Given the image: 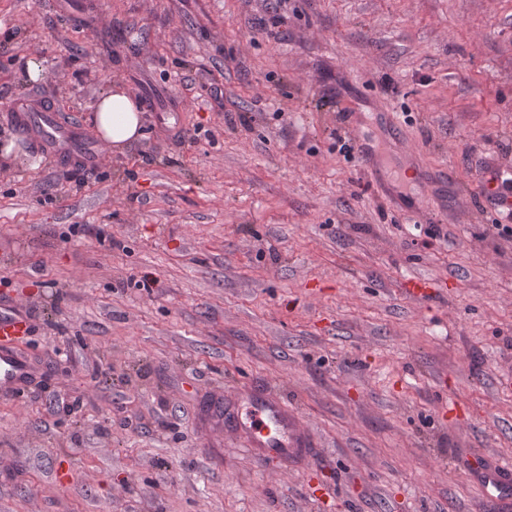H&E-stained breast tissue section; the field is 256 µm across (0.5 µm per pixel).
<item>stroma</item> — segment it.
<instances>
[{
	"label": "stroma",
	"mask_w": 512,
	"mask_h": 512,
	"mask_svg": "<svg viewBox=\"0 0 512 512\" xmlns=\"http://www.w3.org/2000/svg\"><path fill=\"white\" fill-rule=\"evenodd\" d=\"M88 2L0 0V292L43 370L0 391V512H512L472 472L512 463V220L475 190L512 165V0ZM116 83L144 137L91 169L6 111L85 126ZM384 112L409 188L448 181L424 219L339 151ZM250 382L312 432L303 467L203 422Z\"/></svg>",
	"instance_id": "1"
}]
</instances>
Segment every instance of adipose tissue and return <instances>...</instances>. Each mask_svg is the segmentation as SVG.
<instances>
[{"instance_id": "adipose-tissue-1", "label": "adipose tissue", "mask_w": 512, "mask_h": 512, "mask_svg": "<svg viewBox=\"0 0 512 512\" xmlns=\"http://www.w3.org/2000/svg\"><path fill=\"white\" fill-rule=\"evenodd\" d=\"M144 122L138 101L121 85L100 95L93 108L96 134L119 151L142 137Z\"/></svg>"}]
</instances>
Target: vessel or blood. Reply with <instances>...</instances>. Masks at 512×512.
<instances>
[{"label":"vessel or blood","mask_w":512,"mask_h":512,"mask_svg":"<svg viewBox=\"0 0 512 512\" xmlns=\"http://www.w3.org/2000/svg\"><path fill=\"white\" fill-rule=\"evenodd\" d=\"M20 131L39 149L69 162L91 166L99 163L95 147L87 146L73 122L62 119L54 108L28 98L10 106ZM484 193L496 197L500 208L512 217V167L504 166L497 179L485 182ZM28 305L0 297V388L20 390L37 378L34 366L19 352L28 329ZM213 415L226 433L239 438L254 459L296 466L309 458L313 441L296 409L271 388L244 384L226 391L215 403ZM479 481L485 499L512 496V469L503 465L481 468Z\"/></svg>","instance_id":"b4317fda"}]
</instances>
